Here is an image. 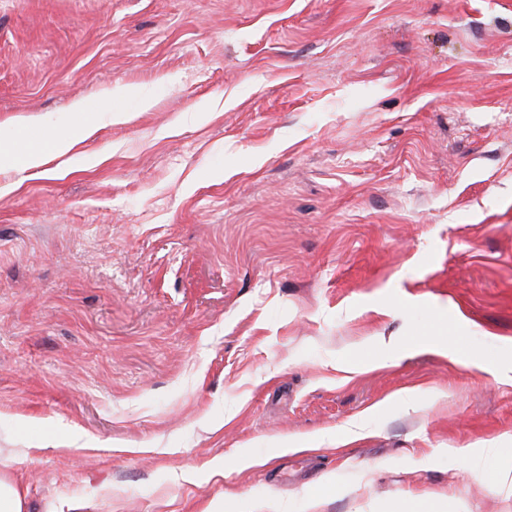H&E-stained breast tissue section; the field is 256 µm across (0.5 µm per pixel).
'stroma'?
Wrapping results in <instances>:
<instances>
[{
	"instance_id": "stroma-1",
	"label": "stroma",
	"mask_w": 512,
	"mask_h": 512,
	"mask_svg": "<svg viewBox=\"0 0 512 512\" xmlns=\"http://www.w3.org/2000/svg\"><path fill=\"white\" fill-rule=\"evenodd\" d=\"M1 461L27 512H512V0H0ZM47 151L40 145V140H31L21 151L16 163L22 172L36 170L46 163Z\"/></svg>"
}]
</instances>
